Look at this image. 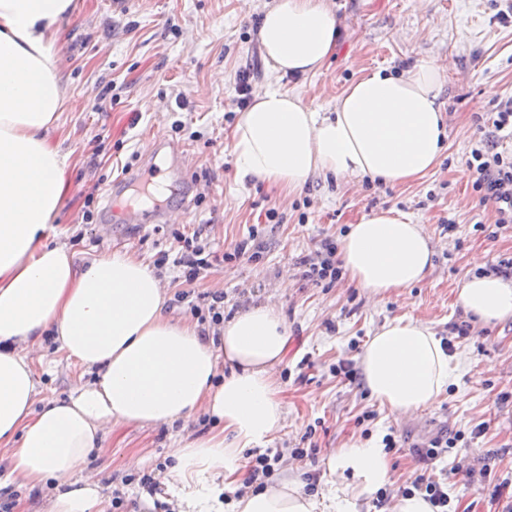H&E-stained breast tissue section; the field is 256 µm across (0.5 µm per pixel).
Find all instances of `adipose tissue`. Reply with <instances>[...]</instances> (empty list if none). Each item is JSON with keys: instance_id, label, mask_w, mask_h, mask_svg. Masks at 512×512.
I'll return each mask as SVG.
<instances>
[{"instance_id": "ef3b65f1", "label": "adipose tissue", "mask_w": 512, "mask_h": 512, "mask_svg": "<svg viewBox=\"0 0 512 512\" xmlns=\"http://www.w3.org/2000/svg\"><path fill=\"white\" fill-rule=\"evenodd\" d=\"M75 6L0 0V446L9 449L10 473L27 492L54 480L46 512H106L100 485L76 473L117 426L172 425L205 410L222 430L178 449L172 478L189 487L220 471L235 483L241 452L282 425L269 371L287 356L289 337L268 305L225 322L219 339L203 336L166 317L159 278L130 252L79 265L64 246L45 245L66 192L68 159L48 135L65 98L54 32ZM338 36L326 0H275L259 29L266 63L283 75L319 71ZM444 80L433 59L400 76L377 70L352 82L329 115L293 92L259 94L233 129L237 173L291 191L318 174L414 182L445 149L438 103ZM339 253L343 272L379 297L422 283L433 266L422 226L395 210L349 225ZM457 303L484 324L512 319V280L467 275ZM47 335L94 379L38 411L28 351ZM222 363L231 372L219 384ZM359 366L371 396L394 412L434 406L458 371L431 327L413 319L379 328ZM328 467L352 476L330 488L328 512H359L391 480L386 452L375 443L339 449ZM322 506L290 478L235 503L237 512Z\"/></svg>"}]
</instances>
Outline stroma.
I'll list each match as a JSON object with an SVG mask.
<instances>
[{
  "label": "stroma",
  "instance_id": "stroma-1",
  "mask_svg": "<svg viewBox=\"0 0 512 512\" xmlns=\"http://www.w3.org/2000/svg\"><path fill=\"white\" fill-rule=\"evenodd\" d=\"M274 0H77L74 13L58 24L60 70L67 102L49 136L69 161V192L50 235L77 263L116 249L146 263L173 251L172 230H201L216 258L199 280L176 281L172 267L158 269L166 311L193 322L191 305L204 295L224 294V315L254 302L273 306L288 324V357L272 377L282 390L285 420L267 441L285 458L280 475L311 481L322 498L334 476L327 462L339 449L393 434L400 446L389 452L391 492L423 469L412 451L440 429L458 434L446 468L456 512H512V319L489 328L471 326L456 339L458 377L437 404L396 415L374 400L365 386L333 373L338 362L357 360L355 343H367L384 323L416 319L438 337L451 336L465 315L455 301L473 257L485 267L512 257V229L495 226L491 207L480 205L466 158L478 138L476 114L492 111V98L512 97V23H500L502 0H327L339 28L337 49L316 73L282 76L265 62L260 20ZM445 63L441 100L448 147L438 165L405 185L314 177L289 192L236 175L231 151L236 75L249 69L254 91L298 93L318 111H331L357 78L377 69L401 75L422 60ZM113 97L95 109L97 95ZM185 108H178L177 98ZM180 110L199 140L176 138L187 151L182 179H166L162 194L172 205L191 199L179 225L107 224L113 182L124 167H136L154 152L156 136L169 135L170 112ZM277 208L280 224L266 211ZM91 223H84L85 209ZM397 209L422 225L434 249L425 282L373 298L348 278L325 288L303 278L301 259L321 242H340L348 225L380 209ZM454 232H447V221ZM259 231L266 247L259 260L227 263L226 251ZM188 298L177 301L179 293ZM37 405L66 398L82 383V370L53 341L42 350ZM371 420H364V413ZM483 433H476L477 425ZM205 412L175 426L117 427L82 469V479L100 484L104 498L123 476L153 469L175 456L183 442L213 430ZM308 456L295 461L291 449Z\"/></svg>",
  "mask_w": 512,
  "mask_h": 512
}]
</instances>
